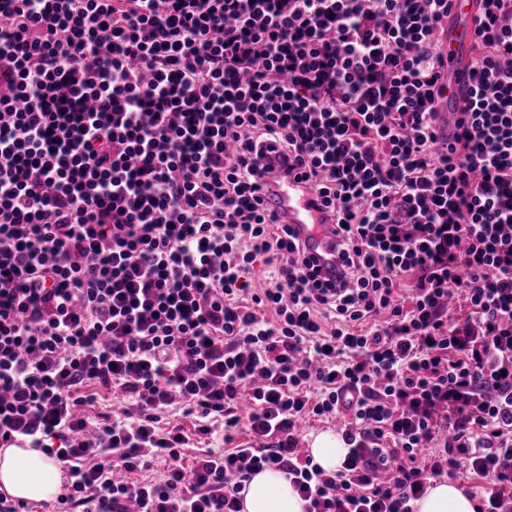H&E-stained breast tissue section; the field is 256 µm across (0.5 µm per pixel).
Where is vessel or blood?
I'll list each match as a JSON object with an SVG mask.
<instances>
[{"mask_svg":"<svg viewBox=\"0 0 512 512\" xmlns=\"http://www.w3.org/2000/svg\"><path fill=\"white\" fill-rule=\"evenodd\" d=\"M477 0H449L448 16L439 30L444 45L442 80L447 92L436 113L440 129L451 125L473 86L470 49L473 40V21L477 15ZM278 211L284 212L288 224L299 238L308 244V254L325 263L336 260V237L331 227L321 224L320 214L310 205L311 195L295 178L283 182L268 180L263 189Z\"/></svg>","mask_w":512,"mask_h":512,"instance_id":"vessel-or-blood-1","label":"vessel or blood"}]
</instances>
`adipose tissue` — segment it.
<instances>
[{"label": "adipose tissue", "instance_id": "ef3b65f1", "mask_svg": "<svg viewBox=\"0 0 512 512\" xmlns=\"http://www.w3.org/2000/svg\"><path fill=\"white\" fill-rule=\"evenodd\" d=\"M54 461L32 448H0V492L40 502L59 486ZM304 502L285 474L267 469L252 477L245 490L244 512H303ZM415 512H476V501L453 481L430 486L414 503Z\"/></svg>", "mask_w": 512, "mask_h": 512}]
</instances>
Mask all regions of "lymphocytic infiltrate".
<instances>
[{"label": "lymphocytic infiltrate", "instance_id": "1", "mask_svg": "<svg viewBox=\"0 0 512 512\" xmlns=\"http://www.w3.org/2000/svg\"><path fill=\"white\" fill-rule=\"evenodd\" d=\"M480 3L444 137L448 0H0V447L68 469L57 512H241L266 469L304 512H414L461 465L512 512V0ZM342 414L329 474L298 428ZM278 211L285 213L288 224L299 238L308 243L306 252L315 255L321 262H336V235L333 226L320 224V213L310 206L312 196L293 176L284 182L268 180L263 189Z\"/></svg>", "mask_w": 512, "mask_h": 512}]
</instances>
